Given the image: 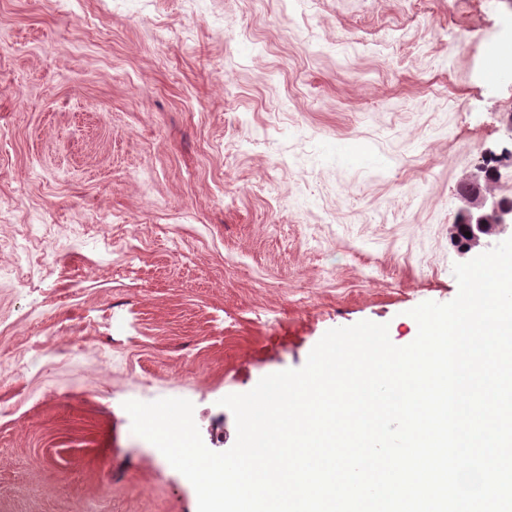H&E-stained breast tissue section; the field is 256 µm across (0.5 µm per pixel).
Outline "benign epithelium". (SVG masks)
<instances>
[{"mask_svg": "<svg viewBox=\"0 0 512 512\" xmlns=\"http://www.w3.org/2000/svg\"><path fill=\"white\" fill-rule=\"evenodd\" d=\"M463 210L467 218L464 230L471 234L461 254H466L469 247L478 245L492 249L500 242L512 238V199L508 197L476 198L474 185L459 193Z\"/></svg>", "mask_w": 512, "mask_h": 512, "instance_id": "obj_1", "label": "benign epithelium"}]
</instances>
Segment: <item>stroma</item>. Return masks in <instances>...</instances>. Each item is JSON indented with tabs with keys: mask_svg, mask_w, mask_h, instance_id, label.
Masks as SVG:
<instances>
[{
	"mask_svg": "<svg viewBox=\"0 0 512 512\" xmlns=\"http://www.w3.org/2000/svg\"><path fill=\"white\" fill-rule=\"evenodd\" d=\"M512 0H0V512H197L123 404L220 400L458 293ZM111 240L109 251L99 245ZM511 23L505 22L502 26V36L499 40V49L485 56V67L494 71L502 80H508L511 76V68L503 51L510 42Z\"/></svg>",
	"mask_w": 512,
	"mask_h": 512,
	"instance_id": "obj_1",
	"label": "stroma"
}]
</instances>
